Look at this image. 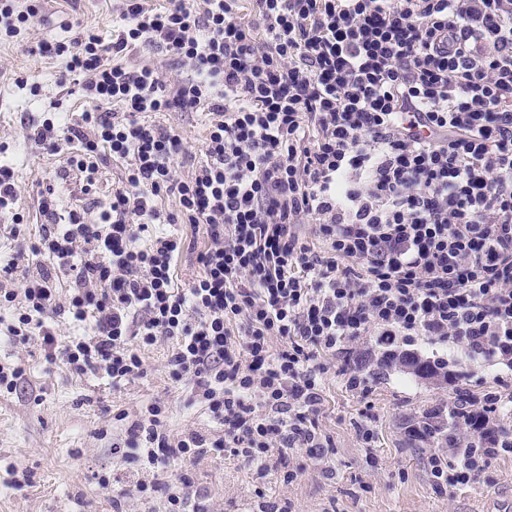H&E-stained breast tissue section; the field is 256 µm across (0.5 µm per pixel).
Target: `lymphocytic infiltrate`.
<instances>
[{"label":"lymphocytic infiltrate","mask_w":512,"mask_h":512,"mask_svg":"<svg viewBox=\"0 0 512 512\" xmlns=\"http://www.w3.org/2000/svg\"><path fill=\"white\" fill-rule=\"evenodd\" d=\"M124 2L111 42L83 29L34 49L65 58L88 107L66 132L45 115L29 136L54 154L74 143L84 194L108 162L124 175L96 224L60 219L56 187L43 192L38 241L0 265V305L16 306L6 335L116 386L143 374L138 344H169L170 376L220 434L171 441L155 402L122 457L149 470L211 448L285 486L296 457L321 463L332 446L318 425L326 357L363 397L365 342L403 359L431 346L449 384L494 374L426 470L442 490L487 482L512 456V0H253L248 22L243 0ZM40 10L0 0V43L24 47ZM143 44L188 77L121 63ZM173 109L209 122L184 178L182 138L149 120ZM183 224L208 238L184 285ZM30 254L44 271L8 288ZM53 269L72 279L68 304ZM61 314L81 335L59 340ZM151 489L163 512H199L187 476Z\"/></svg>","instance_id":"1"}]
</instances>
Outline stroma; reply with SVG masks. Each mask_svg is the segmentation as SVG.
I'll return each mask as SVG.
<instances>
[{
    "instance_id": "35a3bbf8",
    "label": "stroma",
    "mask_w": 512,
    "mask_h": 512,
    "mask_svg": "<svg viewBox=\"0 0 512 512\" xmlns=\"http://www.w3.org/2000/svg\"><path fill=\"white\" fill-rule=\"evenodd\" d=\"M122 8V0H45L28 41L68 40L75 20L111 41L122 25ZM64 69V59L0 45V137L10 142L5 160L16 167L25 213L20 234L0 231V263L38 238L45 222L40 195L55 176L67 174L69 184L58 196L59 213L75 210L94 224L123 175L121 165H107L95 193L82 194L80 174L66 170L63 154L47 152L28 136L26 120L43 112L58 113L64 128L78 120L81 84L60 83ZM156 120L179 132L193 155H200L209 134L204 114L173 110ZM166 354L164 344L141 345L144 375L116 387L109 379L78 374L63 361L48 362L38 339L0 336V363L25 370L16 391L0 392V512H113L112 499L119 495L132 512H151L154 502L141 496L138 486L156 480V473L121 463L112 453L126 438L128 418L157 400L167 408L172 436L210 426L202 409L187 406L183 386L168 373ZM371 386L360 397L345 389L339 373L328 374L319 423L333 438L330 467L306 462L290 485L216 452L202 454L190 470L201 508L259 512L268 501L292 512H505L512 507V457L491 461L489 482L447 493L434 487L426 471L429 445L408 442L406 419L446 404V382L422 379L401 367ZM121 412L126 420H118ZM363 424L375 432L372 446L359 437ZM15 474L25 477L23 488L11 484Z\"/></svg>"
}]
</instances>
